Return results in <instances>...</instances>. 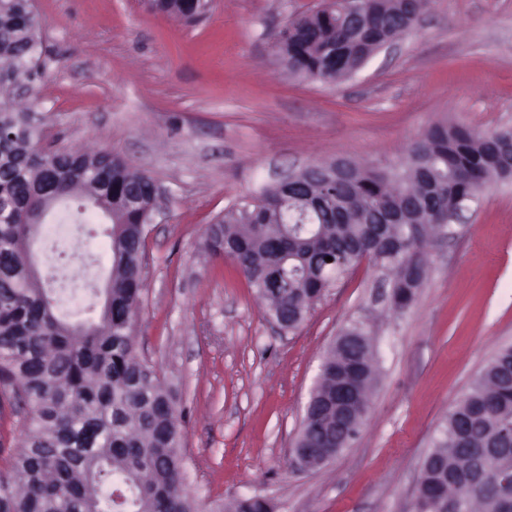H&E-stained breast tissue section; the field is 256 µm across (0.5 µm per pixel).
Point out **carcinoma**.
Masks as SVG:
<instances>
[{"label": "carcinoma", "instance_id": "carcinoma-1", "mask_svg": "<svg viewBox=\"0 0 512 512\" xmlns=\"http://www.w3.org/2000/svg\"><path fill=\"white\" fill-rule=\"evenodd\" d=\"M352 16L342 0L288 22L277 36L281 63L298 77L330 82L356 72L387 38L410 28L415 0H362ZM206 0H158V9L197 19ZM29 0H0V406L20 416L21 447L0 467V512H197L185 484L182 414L158 371L136 350L134 325L144 287V210L155 181L125 158L34 146L42 132L27 122L13 86L43 76L44 48ZM512 129L484 133L433 124L387 169L338 161L336 186L306 178L286 191L272 185L241 199L202 232L206 250L231 259L263 300L266 314L296 329L335 282L367 259L391 274V305L408 307L424 281L427 254L444 211L488 183L512 179L503 144ZM73 200L81 214L111 221L112 288L87 317L58 316L41 277L29 271L28 221L50 199ZM332 260L327 261L325 257ZM315 387L298 442L334 448L336 407L323 398L336 372L352 373L364 403L376 381L364 327L344 330ZM512 344L502 346L448 412L427 457L419 492L438 495L460 482L489 483L512 459ZM225 512H271L259 497ZM464 512H503L493 496L471 497Z\"/></svg>", "mask_w": 512, "mask_h": 512}]
</instances>
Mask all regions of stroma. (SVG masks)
I'll return each mask as SVG.
<instances>
[{
  "label": "stroma",
  "mask_w": 512,
  "mask_h": 512,
  "mask_svg": "<svg viewBox=\"0 0 512 512\" xmlns=\"http://www.w3.org/2000/svg\"><path fill=\"white\" fill-rule=\"evenodd\" d=\"M323 2L211 0L189 22L145 0H33L46 68L25 104L46 142L119 154L162 191L136 347L177 394L187 487L207 510L260 496L272 512H415L450 408L512 342L511 183L467 202L402 311L364 263L282 331L234 263L203 248L204 227L279 172L397 165L438 121L512 127V0H429L396 49L333 83L291 75L275 49L289 19ZM109 226L74 225L71 267L97 288ZM354 322L377 367L361 432L329 463L297 468L320 366Z\"/></svg>",
  "instance_id": "stroma-1"
}]
</instances>
